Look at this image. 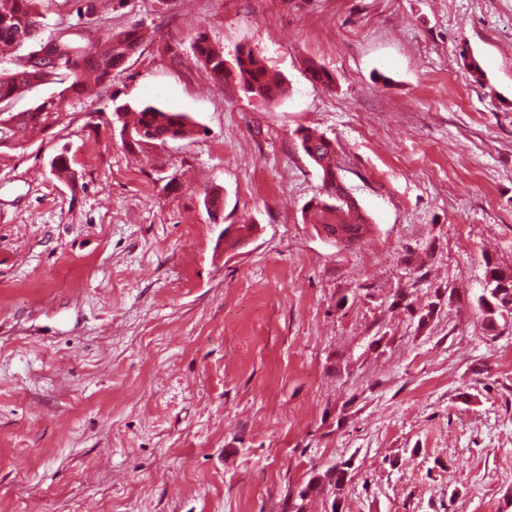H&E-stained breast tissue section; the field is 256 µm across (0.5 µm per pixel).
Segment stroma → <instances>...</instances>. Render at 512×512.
Segmentation results:
<instances>
[{
	"mask_svg": "<svg viewBox=\"0 0 512 512\" xmlns=\"http://www.w3.org/2000/svg\"><path fill=\"white\" fill-rule=\"evenodd\" d=\"M97 21L141 27L138 53L0 152V512H329L299 493L341 463L342 512H512V321L481 307L512 271V0H99ZM200 32L288 95L215 81ZM120 104L192 132L130 150ZM306 128L369 220L354 247L305 220ZM235 60L236 78L251 97L266 105H275L287 95L288 87L281 75L251 52H239Z\"/></svg>",
	"mask_w": 512,
	"mask_h": 512,
	"instance_id": "35a3bbf8",
	"label": "stroma"
}]
</instances>
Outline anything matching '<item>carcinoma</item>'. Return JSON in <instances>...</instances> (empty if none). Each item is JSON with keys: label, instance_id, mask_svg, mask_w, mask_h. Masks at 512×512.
Masks as SVG:
<instances>
[{"label": "carcinoma", "instance_id": "obj_1", "mask_svg": "<svg viewBox=\"0 0 512 512\" xmlns=\"http://www.w3.org/2000/svg\"><path fill=\"white\" fill-rule=\"evenodd\" d=\"M57 0H0V53L31 42L34 50L20 59L16 66L0 71V148L19 149L32 137L57 125L62 117L61 102L78 98L91 82L104 85L112 82V71L122 67L135 55L144 33L137 27L114 32L107 28L95 39L71 33V25H61L48 37H43L40 12L42 2ZM193 57L214 78L221 82L230 74L224 52L209 44L199 33L193 39ZM236 78L243 90L254 99L275 105L288 93L281 75L269 68L252 53L236 56ZM46 84L62 86L56 98H44L35 106L15 112L18 97ZM189 118L154 106H145L135 117L123 120L122 132L128 137L127 146L142 150L147 146L164 144L186 136ZM305 154L320 169L325 199L311 205L313 223L342 236L353 246L366 232L358 214L356 201L349 197L338 173L333 142L322 134L305 132L301 136ZM512 273L490 271L483 313L489 322L497 318H512V287H501L504 277ZM347 471L337 465L314 476L300 491V498L323 491L334 495L339 502L343 494Z\"/></svg>", "mask_w": 512, "mask_h": 512}]
</instances>
